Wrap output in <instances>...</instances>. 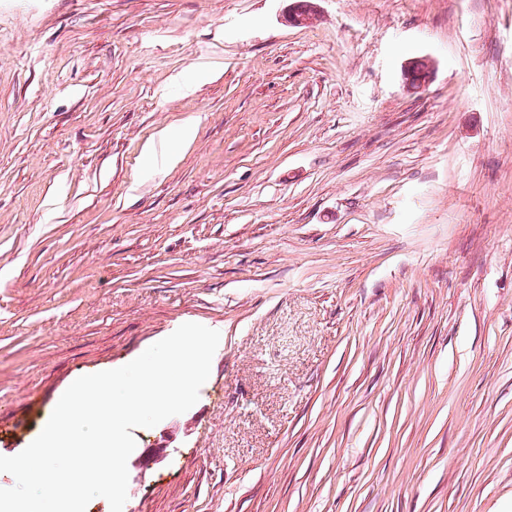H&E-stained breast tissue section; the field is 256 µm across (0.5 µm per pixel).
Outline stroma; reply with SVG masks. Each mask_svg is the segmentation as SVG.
Masks as SVG:
<instances>
[{"label":"stroma","mask_w":512,"mask_h":512,"mask_svg":"<svg viewBox=\"0 0 512 512\" xmlns=\"http://www.w3.org/2000/svg\"><path fill=\"white\" fill-rule=\"evenodd\" d=\"M314 2L0 0V455L192 322L123 512H512V0Z\"/></svg>","instance_id":"obj_1"}]
</instances>
